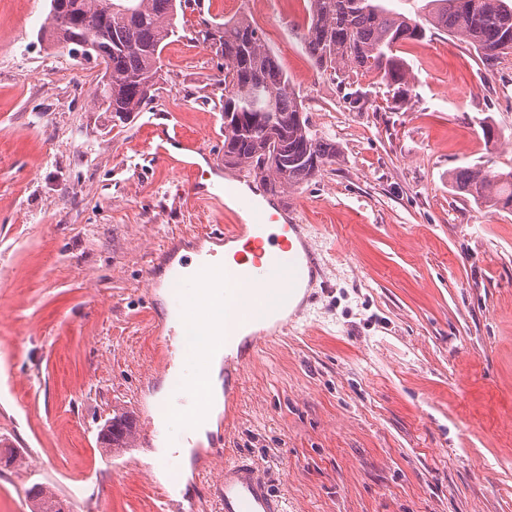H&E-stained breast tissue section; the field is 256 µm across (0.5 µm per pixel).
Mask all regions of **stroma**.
I'll return each mask as SVG.
<instances>
[{"label": "stroma", "instance_id": "1", "mask_svg": "<svg viewBox=\"0 0 512 512\" xmlns=\"http://www.w3.org/2000/svg\"><path fill=\"white\" fill-rule=\"evenodd\" d=\"M253 0H195L152 101L101 112L94 63L42 42L50 0H0V512L52 490L69 512H157L155 473L100 447L114 413L153 421L146 269L168 237L234 223L154 154L156 118L224 153V58L206 30ZM308 0H264L265 41L335 164L279 193L323 257L305 322L262 343L226 446L251 456L284 512H512V210L456 194L458 166L512 170V55L485 71L439 32L397 47L413 94L318 72ZM489 120L494 139L479 127ZM221 458L197 448L184 512Z\"/></svg>", "mask_w": 512, "mask_h": 512}]
</instances>
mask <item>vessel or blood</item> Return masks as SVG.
Instances as JSON below:
<instances>
[{"label": "vessel or blood", "instance_id": "b4317fda", "mask_svg": "<svg viewBox=\"0 0 512 512\" xmlns=\"http://www.w3.org/2000/svg\"><path fill=\"white\" fill-rule=\"evenodd\" d=\"M171 143L180 145L179 156L169 154ZM155 153L176 170L197 173L206 166L227 179L238 177L237 172L224 171L204 142L182 138L175 128L161 127ZM238 204L241 211L252 213V223L210 232L213 248H195L190 256L181 254L179 247H170L162 254L167 278L150 279L151 288H167L165 305L177 317L186 313L196 290L223 289L224 321L235 328L234 334L224 338L222 371L228 407L236 399V386L258 344L298 326L315 298L319 279L325 276L308 227L295 212L282 206L266 208L252 196L240 197ZM271 293L287 297L288 311L268 327L254 329L252 312ZM177 334L175 321L164 322L154 350L159 374L169 372ZM207 493L221 502L222 512H283L272 485L247 457L238 455L225 462L219 480L208 486Z\"/></svg>", "mask_w": 512, "mask_h": 512}]
</instances>
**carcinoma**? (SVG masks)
<instances>
[{
	"label": "carcinoma",
	"mask_w": 512,
	"mask_h": 512,
	"mask_svg": "<svg viewBox=\"0 0 512 512\" xmlns=\"http://www.w3.org/2000/svg\"><path fill=\"white\" fill-rule=\"evenodd\" d=\"M67 24L49 11L40 39L51 46L81 49L88 22L103 30L88 49L108 80H99L95 104L124 119L151 101L157 63L186 0H70ZM427 13L410 18L388 10L382 0H309L302 33L306 54L321 72L375 75L394 90L397 108L412 93L410 66L394 53L398 43L443 31L479 53L492 68L512 53V0H427ZM207 39L224 55V164L257 172L269 190L281 193L312 181L336 161V142L312 129L262 32L242 16L224 21ZM453 190L489 209L512 207V171L458 167L449 174ZM133 437L125 415L112 416L99 431L103 447L125 448ZM33 512H61L52 492L31 490Z\"/></svg>",
	"instance_id": "obj_1"
}]
</instances>
